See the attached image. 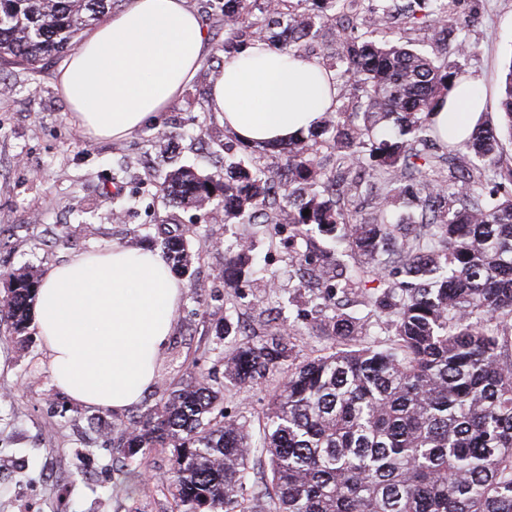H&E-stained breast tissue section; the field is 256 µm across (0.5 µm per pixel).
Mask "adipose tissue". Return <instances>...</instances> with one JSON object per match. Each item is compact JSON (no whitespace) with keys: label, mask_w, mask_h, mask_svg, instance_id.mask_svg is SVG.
Masks as SVG:
<instances>
[{"label":"adipose tissue","mask_w":512,"mask_h":512,"mask_svg":"<svg viewBox=\"0 0 512 512\" xmlns=\"http://www.w3.org/2000/svg\"><path fill=\"white\" fill-rule=\"evenodd\" d=\"M209 37L186 0H131L70 56L61 90L85 132L124 140L149 126L195 76ZM336 90L312 59L257 42L225 57L208 99L226 129L249 146L301 136ZM485 101L457 85L435 125L466 138ZM182 290L156 253L115 245L74 255L43 275L35 320L50 375L75 402L112 411L139 401L172 332Z\"/></svg>","instance_id":"ef3b65f1"}]
</instances>
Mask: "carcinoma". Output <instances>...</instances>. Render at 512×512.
<instances>
[{"instance_id": "carcinoma-1", "label": "carcinoma", "mask_w": 512, "mask_h": 512, "mask_svg": "<svg viewBox=\"0 0 512 512\" xmlns=\"http://www.w3.org/2000/svg\"><path fill=\"white\" fill-rule=\"evenodd\" d=\"M117 2L0 0V62L33 68L76 49ZM208 2L224 16L219 63L256 41L307 58L333 27L320 65L335 80V105L309 136L275 146L276 165L229 156L203 173L172 158L157 191L177 207L216 204L226 224H286L291 238L346 241L364 262L292 251L288 304L332 311L313 322L325 352L298 359L283 327L234 339L226 383L247 386L288 365L259 427L227 415L206 378L187 383L120 430V490L141 489L142 461L168 448L177 512H512V165L502 160L512 65L500 122H479L434 155L431 115L462 77L448 54L470 50L451 0H298L300 11L288 0ZM399 24L426 31L430 49L389 38ZM465 153L478 164H453ZM373 183L386 189L374 222L345 219ZM401 196L417 211L411 224L388 210ZM156 234L168 267L189 274L191 243L166 226ZM253 274L250 248L229 246L224 287ZM1 279L10 286L0 311L23 341L39 279L0 269ZM374 314L391 342L362 341ZM255 461L267 466L260 483L250 479Z\"/></svg>"}]
</instances>
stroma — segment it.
Listing matches in <instances>:
<instances>
[{
	"label": "stroma",
	"instance_id": "stroma-1",
	"mask_svg": "<svg viewBox=\"0 0 512 512\" xmlns=\"http://www.w3.org/2000/svg\"><path fill=\"white\" fill-rule=\"evenodd\" d=\"M455 22L471 50L460 62L465 77L486 97L485 120L497 121L496 103L512 62V0H458ZM60 56L30 69L0 66V269L44 274L72 255L115 244L141 247L147 224L178 225L204 248L193 258L192 280L182 283L174 330L155 364V383L142 399L121 411L73 402L50 376V356L29 326L26 341L0 322V512H171L173 500L161 484L168 476L170 451L156 448L144 468L150 483L129 497L103 495L119 479L121 457L112 440L119 425H134L168 393L198 376L221 389L232 416L261 417L276 377L252 387L224 383V321L242 331L262 323L294 324L299 357L326 346L305 320L289 309L295 283L288 227L275 242L253 240L262 274L225 288L223 243L242 233L224 221L221 208H176L151 183L165 167V150L201 171L223 166L225 152L241 144L215 115L198 116L206 106L211 71L201 67L178 100L161 112L155 126L122 141L101 140L68 117L59 82L66 65ZM122 169L126 194L137 196L134 210L112 216V200L102 183Z\"/></svg>",
	"mask_w": 512,
	"mask_h": 512
}]
</instances>
